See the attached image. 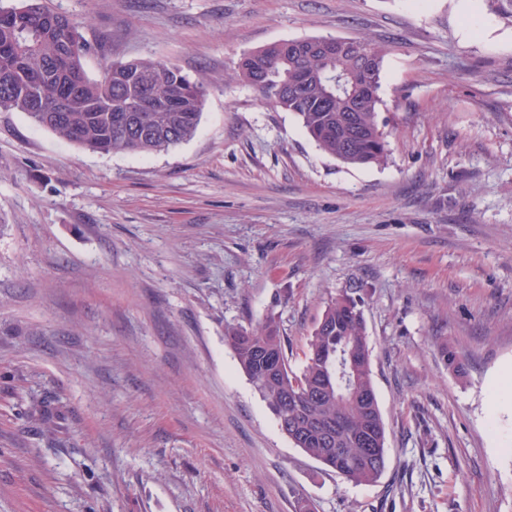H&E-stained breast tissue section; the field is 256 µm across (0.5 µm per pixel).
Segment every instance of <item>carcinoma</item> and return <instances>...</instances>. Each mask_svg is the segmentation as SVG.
I'll list each match as a JSON object with an SVG mask.
<instances>
[{
  "mask_svg": "<svg viewBox=\"0 0 512 512\" xmlns=\"http://www.w3.org/2000/svg\"><path fill=\"white\" fill-rule=\"evenodd\" d=\"M82 23L53 12L42 0L0 7V112H21L29 122L80 147L98 152L153 153L184 143L200 123L205 88L178 67L155 59L114 62L91 78L83 67ZM326 37L279 41L244 55L237 77L274 109L295 114L326 154L348 165H382L387 133L379 123L380 75L385 45L360 40L338 57L320 50ZM155 104L139 111L142 87ZM307 342L304 365H288L274 319L250 330L228 327L225 342L280 430L301 422L319 428L341 422L347 430L326 438L313 432L295 447L345 481L369 485L386 463V429L374 392L366 325L355 299L330 300ZM280 363L267 376L262 353Z\"/></svg>",
  "mask_w": 512,
  "mask_h": 512,
  "instance_id": "obj_1",
  "label": "carcinoma"
}]
</instances>
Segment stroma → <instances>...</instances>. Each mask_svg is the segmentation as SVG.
Returning a JSON list of instances; mask_svg holds the SVG:
<instances>
[{
  "label": "stroma",
  "mask_w": 512,
  "mask_h": 512,
  "mask_svg": "<svg viewBox=\"0 0 512 512\" xmlns=\"http://www.w3.org/2000/svg\"><path fill=\"white\" fill-rule=\"evenodd\" d=\"M84 67L204 77L195 136L105 154L0 112V512H512V13L498 0H43ZM312 36L389 48V157L346 165L231 75ZM361 305L386 468L307 456L224 341L291 366ZM464 368L448 367L442 351Z\"/></svg>",
  "instance_id": "stroma-1"
}]
</instances>
